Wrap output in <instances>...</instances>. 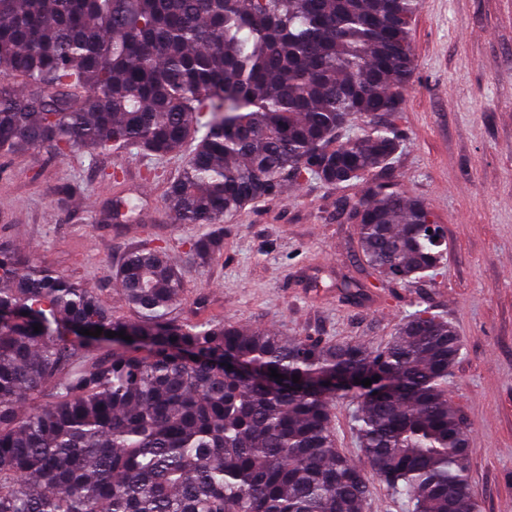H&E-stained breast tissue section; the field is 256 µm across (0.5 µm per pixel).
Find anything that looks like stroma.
Wrapping results in <instances>:
<instances>
[{
    "label": "stroma",
    "mask_w": 512,
    "mask_h": 512,
    "mask_svg": "<svg viewBox=\"0 0 512 512\" xmlns=\"http://www.w3.org/2000/svg\"><path fill=\"white\" fill-rule=\"evenodd\" d=\"M411 40L416 69L396 119L402 147L378 178L433 212L445 252L434 277L405 286L365 279L356 227L336 209L354 190L316 180L226 221L223 251L195 264L185 242L201 226L174 223L164 204L178 157L60 158L43 147L0 158V235L98 291L121 317L115 270L145 238L166 245L184 272L181 317L202 296L209 317L377 347L415 310L443 315L462 340L448 392L481 512H512V0H424ZM115 167L142 201L143 228L99 221L115 199L102 173ZM346 274L366 280L360 299L340 293ZM355 408L335 400L334 428L338 448L363 468Z\"/></svg>",
    "instance_id": "1"
}]
</instances>
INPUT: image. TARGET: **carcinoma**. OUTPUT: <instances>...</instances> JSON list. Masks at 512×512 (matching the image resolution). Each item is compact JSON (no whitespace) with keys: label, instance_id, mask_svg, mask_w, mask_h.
Here are the masks:
<instances>
[{"label":"carcinoma","instance_id":"cac0c4a2","mask_svg":"<svg viewBox=\"0 0 512 512\" xmlns=\"http://www.w3.org/2000/svg\"><path fill=\"white\" fill-rule=\"evenodd\" d=\"M422 7L0 0V157L186 153L165 203L175 223L207 228L188 242L201 262L222 250L226 219L290 184L363 182L340 200L363 271L431 277L432 211L371 182L401 148ZM107 219L139 223L122 199ZM116 279L127 318L0 239V512H364L368 480L332 429L340 378L365 459L409 512H480L448 394L462 344L442 316L415 311L379 350L178 318L183 273L148 239Z\"/></svg>","mask_w":512,"mask_h":512}]
</instances>
